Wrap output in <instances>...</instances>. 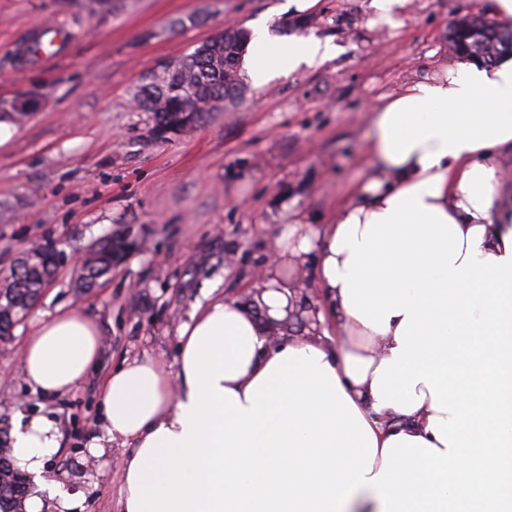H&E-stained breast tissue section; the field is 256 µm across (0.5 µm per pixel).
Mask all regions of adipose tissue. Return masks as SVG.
<instances>
[{
  "label": "adipose tissue",
  "instance_id": "ef3b65f1",
  "mask_svg": "<svg viewBox=\"0 0 512 512\" xmlns=\"http://www.w3.org/2000/svg\"><path fill=\"white\" fill-rule=\"evenodd\" d=\"M314 36L256 31V84L331 59ZM375 167L335 219L273 243L257 310L218 300L179 328L177 370L123 360L101 393L91 457L131 445L118 512H512V56L442 64L372 110ZM325 299L312 337L269 343L292 307L282 266ZM96 322L39 319L21 356L28 386L73 391L100 351ZM11 456L72 512L51 478L57 429L31 416Z\"/></svg>",
  "mask_w": 512,
  "mask_h": 512
}]
</instances>
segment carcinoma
<instances>
[{"mask_svg":"<svg viewBox=\"0 0 512 512\" xmlns=\"http://www.w3.org/2000/svg\"><path fill=\"white\" fill-rule=\"evenodd\" d=\"M454 50L463 57L476 58L491 65L503 54L512 55V25L490 28L481 18L464 16L449 32ZM251 32L239 25L219 31L193 52L168 61L151 81L136 92L138 107L153 116L158 139L170 140L186 128L196 127L211 114L208 104L215 98L232 94L233 87L244 84L241 66ZM39 106L34 93L0 98V119L16 125L27 122ZM125 243L107 238L85 252L81 282L96 287L118 262ZM56 254L41 251V259L32 265H16L9 271L0 299V341H8L27 311L38 301L45 285L53 278ZM7 447L5 430H0V512H24L30 495V482L14 466Z\"/></svg>","mask_w":512,"mask_h":512,"instance_id":"1","label":"carcinoma"}]
</instances>
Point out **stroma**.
Masks as SVG:
<instances>
[{
    "mask_svg": "<svg viewBox=\"0 0 512 512\" xmlns=\"http://www.w3.org/2000/svg\"><path fill=\"white\" fill-rule=\"evenodd\" d=\"M370 0H319L306 34L336 56L267 84L179 138L153 135L133 100L143 78L227 24L288 16L287 0H0V96L36 88L42 104L0 147V271L35 243L60 252L54 281L0 345V427L54 420L50 470L79 512H116L127 449L87 462L101 432L99 391L124 358L175 369L178 327L214 298L244 304L259 287L274 238L293 213L330 223L369 177L370 111L383 95L451 59L449 25L485 15V0H409L403 24L372 20ZM70 33L62 54L21 62L15 48L43 25ZM119 233L127 254L97 288L76 281L80 257ZM77 308L99 326L98 364L68 395L33 392L20 351L41 315Z\"/></svg>",
    "mask_w": 512,
    "mask_h": 512,
    "instance_id": "35a3bbf8",
    "label": "stroma"
}]
</instances>
